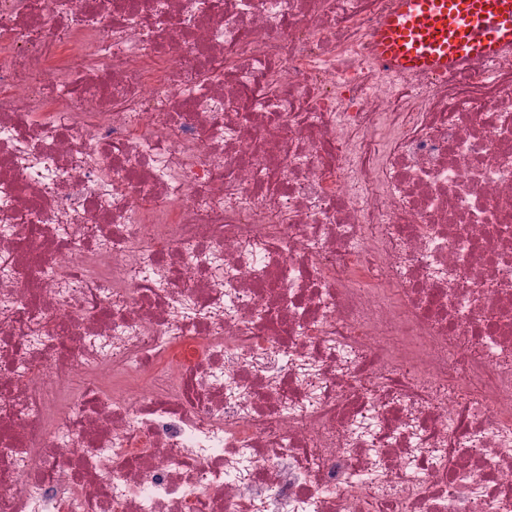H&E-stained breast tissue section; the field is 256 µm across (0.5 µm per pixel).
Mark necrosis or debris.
<instances>
[{
    "mask_svg": "<svg viewBox=\"0 0 512 512\" xmlns=\"http://www.w3.org/2000/svg\"><path fill=\"white\" fill-rule=\"evenodd\" d=\"M394 0H0V512H512V55ZM388 69L448 73L512 51V0H395L374 36Z\"/></svg>",
    "mask_w": 512,
    "mask_h": 512,
    "instance_id": "obj_1",
    "label": "necrosis or debris"
}]
</instances>
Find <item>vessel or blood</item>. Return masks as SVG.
I'll return each mask as SVG.
<instances>
[{"label": "vessel or blood", "instance_id": "vessel-or-blood-1", "mask_svg": "<svg viewBox=\"0 0 512 512\" xmlns=\"http://www.w3.org/2000/svg\"><path fill=\"white\" fill-rule=\"evenodd\" d=\"M375 55L388 69L445 73L512 51V0H395Z\"/></svg>", "mask_w": 512, "mask_h": 512}]
</instances>
